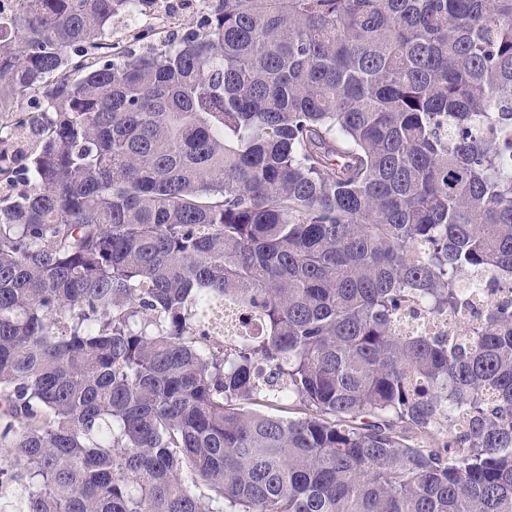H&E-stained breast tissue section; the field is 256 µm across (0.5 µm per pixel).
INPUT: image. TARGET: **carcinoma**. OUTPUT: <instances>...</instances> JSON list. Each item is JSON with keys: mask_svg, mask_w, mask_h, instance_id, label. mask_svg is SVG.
Masks as SVG:
<instances>
[{"mask_svg": "<svg viewBox=\"0 0 512 512\" xmlns=\"http://www.w3.org/2000/svg\"><path fill=\"white\" fill-rule=\"evenodd\" d=\"M15 2L0 512H512V0ZM202 0H158L147 4L151 12L147 24L134 25L128 15L112 18V43L137 52L162 39L180 35L183 28L195 23L203 7Z\"/></svg>", "mask_w": 512, "mask_h": 512, "instance_id": "cac0c4a2", "label": "carcinoma"}]
</instances>
